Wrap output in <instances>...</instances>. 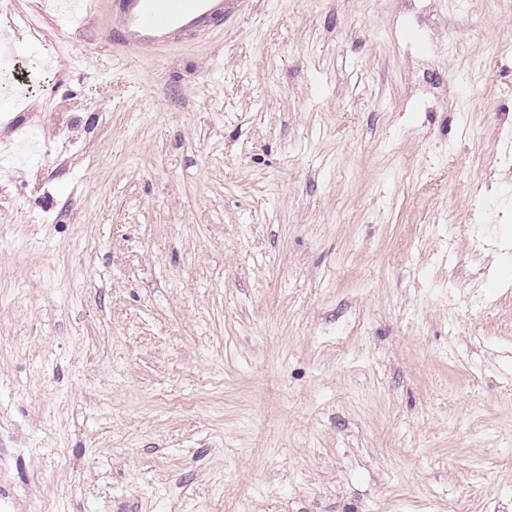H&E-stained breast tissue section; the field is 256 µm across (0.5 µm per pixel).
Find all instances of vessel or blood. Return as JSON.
<instances>
[{
	"mask_svg": "<svg viewBox=\"0 0 512 512\" xmlns=\"http://www.w3.org/2000/svg\"><path fill=\"white\" fill-rule=\"evenodd\" d=\"M243 0H113L110 24L119 47L138 54L206 38Z\"/></svg>",
	"mask_w": 512,
	"mask_h": 512,
	"instance_id": "vessel-or-blood-1",
	"label": "vessel or blood"
}]
</instances>
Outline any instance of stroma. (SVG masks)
<instances>
[{
    "mask_svg": "<svg viewBox=\"0 0 512 512\" xmlns=\"http://www.w3.org/2000/svg\"><path fill=\"white\" fill-rule=\"evenodd\" d=\"M109 34L0 0V512H512V0Z\"/></svg>",
    "mask_w": 512,
    "mask_h": 512,
    "instance_id": "obj_1",
    "label": "stroma"
}]
</instances>
